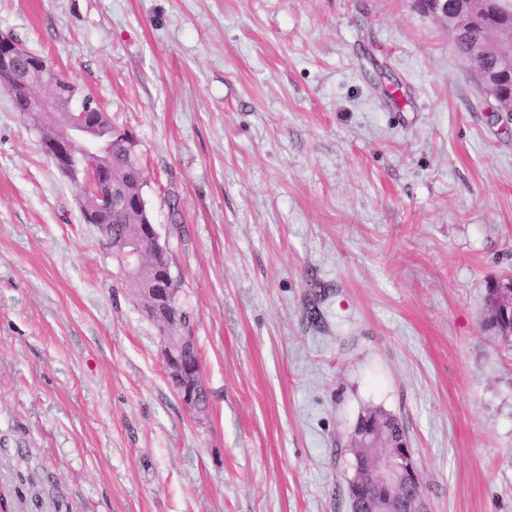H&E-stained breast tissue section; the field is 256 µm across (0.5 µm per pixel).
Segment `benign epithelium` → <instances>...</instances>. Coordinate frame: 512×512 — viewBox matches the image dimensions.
I'll return each instance as SVG.
<instances>
[{"mask_svg": "<svg viewBox=\"0 0 512 512\" xmlns=\"http://www.w3.org/2000/svg\"><path fill=\"white\" fill-rule=\"evenodd\" d=\"M472 0H429L427 15L455 25L470 15ZM498 35V51L492 79L512 73V20L503 18L493 25ZM0 76L8 81L26 105V118L39 131L49 146L48 156L60 172L81 183L87 222L111 212H132L130 198L117 184L102 183V172L112 164L111 142L100 140L89 127L86 106L69 113L66 127L54 133L60 113L68 108L55 87L63 84L58 73L31 56V52L9 36H0ZM83 142L84 150H76ZM152 245L162 254L153 224H127L122 233L108 243L107 254L120 266L127 288L137 295L143 312L161 326L164 342L162 351L169 381L182 404L190 410L201 409L203 379L201 364L186 359L194 338L181 324L176 302L171 294L168 270L162 261L150 263V276H145L144 248ZM498 295L499 310L506 316L512 312V274L499 277L493 283ZM351 448L366 449L363 467L356 469L353 481L357 485H373L379 493L368 498L362 512H392L396 505L401 512H422L417 497L407 492L420 484L414 452L404 440L390 435L388 428L372 421L360 425L357 436L349 437Z\"/></svg>", "mask_w": 512, "mask_h": 512, "instance_id": "benign-epithelium-1", "label": "benign epithelium"}]
</instances>
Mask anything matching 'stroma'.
Instances as JSON below:
<instances>
[{
    "mask_svg": "<svg viewBox=\"0 0 512 512\" xmlns=\"http://www.w3.org/2000/svg\"><path fill=\"white\" fill-rule=\"evenodd\" d=\"M143 171L208 409L0 88L8 512H350L358 416L428 512H512V112L414 0H0ZM322 292L321 321L306 301Z\"/></svg>",
    "mask_w": 512,
    "mask_h": 512,
    "instance_id": "1",
    "label": "stroma"
}]
</instances>
